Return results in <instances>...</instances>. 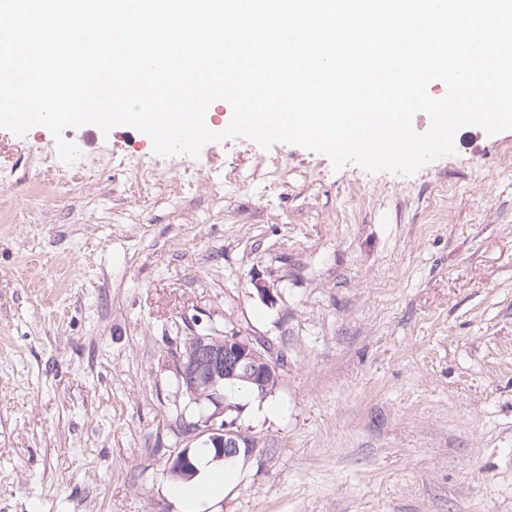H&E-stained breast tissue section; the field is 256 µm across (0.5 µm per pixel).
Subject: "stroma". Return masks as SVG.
Wrapping results in <instances>:
<instances>
[{
  "mask_svg": "<svg viewBox=\"0 0 512 512\" xmlns=\"http://www.w3.org/2000/svg\"><path fill=\"white\" fill-rule=\"evenodd\" d=\"M63 137L0 128V512H179L177 359L224 334L278 384L235 395L258 445L211 512H512V130L411 176Z\"/></svg>",
  "mask_w": 512,
  "mask_h": 512,
  "instance_id": "1",
  "label": "stroma"
}]
</instances>
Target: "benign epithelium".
I'll return each instance as SVG.
<instances>
[{"mask_svg": "<svg viewBox=\"0 0 512 512\" xmlns=\"http://www.w3.org/2000/svg\"><path fill=\"white\" fill-rule=\"evenodd\" d=\"M178 369L191 401L207 402L214 407L210 413L202 412L184 420L192 440L201 439L215 449L217 460L232 459L242 448L257 447L254 438L225 419L226 413L236 406L226 402L219 388L226 381L236 380L257 386L263 394L275 389L277 365L269 349L262 350L251 339L239 335L193 336L178 358ZM194 468L187 448L169 459L168 470L173 475L185 476Z\"/></svg>", "mask_w": 512, "mask_h": 512, "instance_id": "benign-epithelium-1", "label": "benign epithelium"}]
</instances>
